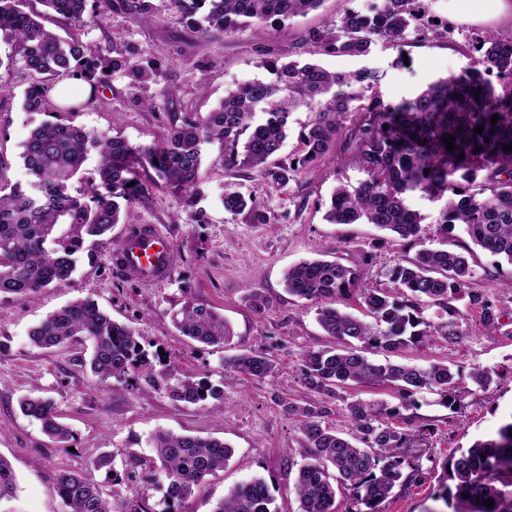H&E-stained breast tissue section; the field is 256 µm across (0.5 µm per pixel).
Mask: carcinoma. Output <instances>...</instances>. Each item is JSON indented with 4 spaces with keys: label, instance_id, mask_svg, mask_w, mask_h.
<instances>
[{
    "label": "carcinoma",
    "instance_id": "obj_1",
    "mask_svg": "<svg viewBox=\"0 0 512 512\" xmlns=\"http://www.w3.org/2000/svg\"><path fill=\"white\" fill-rule=\"evenodd\" d=\"M36 2L40 11L31 6ZM88 0H0V34L14 46L10 63L21 64L29 81L22 93L27 112H48L50 83L72 72L87 79L95 71L125 65L137 78L157 75L150 60L131 62L100 53L87 56L79 39L85 27ZM322 0H167L202 42L213 33H228L253 22H283L316 9ZM152 0H126V10L137 23L148 21ZM55 13L70 21L73 32L62 38L46 28L44 19ZM425 0H375L362 11L347 8L322 28L307 31L299 41L302 50L337 56L363 57L373 45L402 41L409 31L427 34L421 26ZM473 65L460 75L438 79L414 97L393 104L379 96L365 99L364 92L378 85L377 71L361 68L330 72L312 62L279 63L265 56L260 67L272 78L241 85L213 110L186 116L172 125L165 140L141 149L126 140L94 133L72 124L44 123L33 129L20 158L31 177L28 188H7L4 171L9 162L0 155V294L25 295L48 286L66 284L74 273L78 254L88 237H101L117 224L136 232L133 204L143 187L135 181L130 162L145 160L159 177L182 187L188 196L196 190L204 146L217 142L224 150L227 168H263L277 157L287 139L290 114L305 109L316 114L299 132L298 156L267 175L287 181L307 167L322 162L351 112L367 113L365 128L355 152L368 179L355 187L335 188L325 219L331 224L361 221L391 231L418 244L425 216L409 205V198L424 195L447 198L441 223L453 231L461 225L471 241L512 265V30L491 32L475 40ZM507 81L497 92L485 79L487 72ZM367 104H361V101ZM262 112L266 118L255 121ZM496 122H491L493 115ZM483 126L482 133L475 127ZM455 137L447 150L443 138ZM510 149H505V146ZM98 149L94 172L84 175L88 149ZM463 158H458V155ZM430 169L424 174V169ZM83 187L72 194L74 181ZM135 185H130V182ZM479 189H473L474 184ZM252 198L229 189L224 210L245 211ZM68 221L69 229L57 232ZM402 288L395 296L382 289L360 286L356 269L337 261L306 260L288 268L284 285L288 294L317 304L318 322L335 345L307 350L299 368L301 384L321 397L319 402L289 403L285 413L297 423L306 449L294 481L299 512H336V487L354 491V512H382L403 469L411 478L426 477L411 463L403 449L413 434L401 432L390 419L396 407L375 406L362 400L347 405L348 418L359 447L348 437L325 425L329 401L348 385L389 383L416 404L419 393L436 394L440 405H455L460 371L441 363L379 364L370 360V349L396 352L427 343L440 336L447 342L460 338V311L454 302L468 298L480 310L484 328L512 337V328L501 323L503 314L491 298L468 290L475 270L463 253L452 248L419 249L414 258L384 271ZM356 298L363 316L345 310L346 300ZM430 307L446 320L431 327L424 317ZM182 335L199 343L224 348L232 332L224 318L191 300L174 314ZM38 349H56L75 341L91 346L89 367L97 385L135 377L152 387H162L177 402L221 409L224 390L206 378L179 374L163 360L153 361L142 348L136 332L112 319L90 300H75L49 315L28 332ZM225 363L251 378L274 376L276 364L264 352L250 350L229 356ZM469 379L485 389L494 383L495 370L473 367ZM22 414L37 422L45 435L59 444L74 431L63 421L51 398L27 396L19 403ZM157 460L168 484V508L175 509L208 476L224 469L232 457L222 440L162 432L153 438ZM486 458H481V455ZM137 480L134 468L107 471L108 495L84 473L63 470L54 490L66 512H147L145 498L121 497V487ZM438 482L441 498L453 512H512V420L494 433L459 449L441 464ZM18 484L11 463L0 456V503L17 495ZM492 501L489 508L486 501ZM266 481L254 477L233 488L212 512H276Z\"/></svg>",
    "mask_w": 512,
    "mask_h": 512
}]
</instances>
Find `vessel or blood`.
<instances>
[{
    "instance_id": "obj_1",
    "label": "vessel or blood",
    "mask_w": 512,
    "mask_h": 512,
    "mask_svg": "<svg viewBox=\"0 0 512 512\" xmlns=\"http://www.w3.org/2000/svg\"><path fill=\"white\" fill-rule=\"evenodd\" d=\"M173 255L165 231L157 224H142L136 237L123 240L111 257L113 268L136 269L144 284L151 285L167 278Z\"/></svg>"
}]
</instances>
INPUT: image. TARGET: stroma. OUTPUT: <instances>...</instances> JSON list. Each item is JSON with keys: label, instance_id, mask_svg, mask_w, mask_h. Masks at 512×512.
I'll return each mask as SVG.
<instances>
[{"label": "stroma", "instance_id": "35a3bbf8", "mask_svg": "<svg viewBox=\"0 0 512 512\" xmlns=\"http://www.w3.org/2000/svg\"><path fill=\"white\" fill-rule=\"evenodd\" d=\"M153 4L150 22L139 25L122 9L121 0H112L107 8L89 0L83 42L92 53L103 49L116 58L159 60L163 68L156 81L138 82L124 68L100 71L80 110L27 112L21 105L27 76L18 66L0 69V79L14 87L13 95L0 98V155L9 162L6 182L26 181L22 143L46 122L80 126L135 145L161 143L183 116L209 112L239 85L266 78L259 66L263 53L284 62L295 59L301 35L336 19L346 6L345 0H323L307 15L282 23L257 22L204 44L165 0ZM424 22L447 29V36L422 40L412 34L400 42L378 43L366 57L321 54L317 60L330 71H380L383 78L376 94L397 103L430 82L467 70L475 38L512 29V0H428ZM168 87L175 88L174 96L165 95ZM364 125V113H350L324 162L279 183L255 169H226L219 145L206 146L190 208L182 188L159 178L150 166H138L136 174L146 192L134 205L136 221L159 224L167 231L174 256L168 278L147 286L128 273L113 271L109 258L126 235L119 224L107 237L85 241L67 284L0 297V456L11 462L18 479L16 498L0 506L5 512H64L53 490L61 470H85L93 479L105 480V470L91 468L92 460L111 454L113 468L124 471L133 459L154 458L151 439L165 431L218 438L234 450L224 471L208 477L178 512H211L216 501L255 476L267 482L277 512H298L292 486L305 450L284 407L314 400V393L298 378L302 354L329 346L332 340L317 322L316 304L288 295L283 273L300 261L322 257L356 268L362 287L385 288L389 282L384 269L416 253L373 225L330 224L324 219L336 186H355L366 178L355 162ZM228 185L253 196L255 212H226L221 197ZM409 203L426 217L421 245L439 248L448 243L455 250H469L475 269L472 290L512 312V292L506 289L512 265L474 246L462 227L446 232L439 222L444 200L416 195ZM192 209L203 211L202 222L189 220ZM255 289L267 298L264 311L249 303ZM75 299L93 300L114 320L130 326L149 353L162 354L178 373L205 376L223 386V410L174 401L165 390L134 379L112 381L100 390L82 365V345L31 347L29 328ZM188 300L224 316L233 331L229 346L219 350L176 330L172 316ZM457 306L462 313L457 342L438 338L395 355L382 350L373 354L378 362L443 363L466 369L479 365L498 373L496 382L484 390L462 378L458 407L440 406L436 396L425 394L418 396L415 407L402 409L393 419L401 431H414L426 422L433 425V433L416 440L409 450L425 468L512 418V338L487 333L480 312L469 308L467 300H459ZM245 350H260L275 360L276 375L250 380L225 366V357ZM29 394L54 399L75 432L69 445L54 443L21 414L18 401ZM356 399L394 407L400 406L402 396L386 384L340 390L327 425L350 433L345 406ZM438 491L434 479L398 483L383 512H452L438 499Z\"/></svg>", "mask_w": 512, "mask_h": 512}]
</instances>
